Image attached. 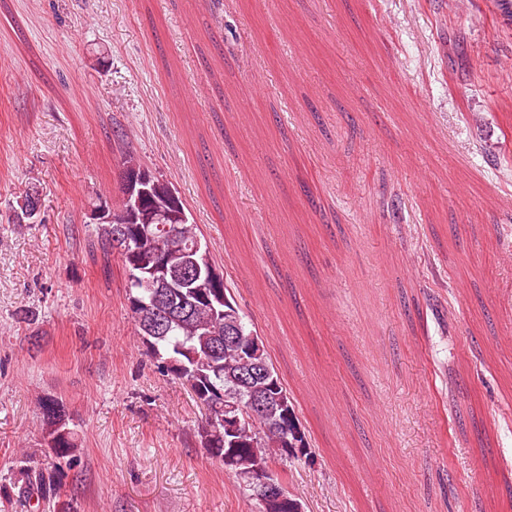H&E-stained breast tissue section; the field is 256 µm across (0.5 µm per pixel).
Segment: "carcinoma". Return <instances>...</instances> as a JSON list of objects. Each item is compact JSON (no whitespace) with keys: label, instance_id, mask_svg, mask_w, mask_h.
Segmentation results:
<instances>
[{"label":"carcinoma","instance_id":"1","mask_svg":"<svg viewBox=\"0 0 512 512\" xmlns=\"http://www.w3.org/2000/svg\"><path fill=\"white\" fill-rule=\"evenodd\" d=\"M199 237L197 225L182 224L177 236L172 238L166 227H155L152 235L136 240L137 259L143 261L166 253L173 247L187 253L193 241ZM230 318H215L210 309L198 303L195 310L188 316L173 323L166 336L151 341L156 345V354L161 359L177 357V362L185 365L183 370H174L162 365L160 371L181 381L190 389L200 386L205 391H220L216 396L219 403L232 402L239 404V416L245 430L242 435L245 452L260 467L278 465L284 462L280 454L281 444L277 430L273 427V411L251 413L247 403V388L242 384V364L236 349L224 343ZM39 408L44 420V438L56 437L57 414L65 410L63 402L44 397L39 400ZM222 411L214 409L206 415V423L211 428V455L219 458L224 454V425L219 416ZM78 442L75 433L57 437L54 445L53 462L50 468L22 471L24 486L19 494L25 500L34 501L39 506L44 501H56L57 512H70L69 503L61 500L59 474L61 468H73L78 463Z\"/></svg>","mask_w":512,"mask_h":512}]
</instances>
